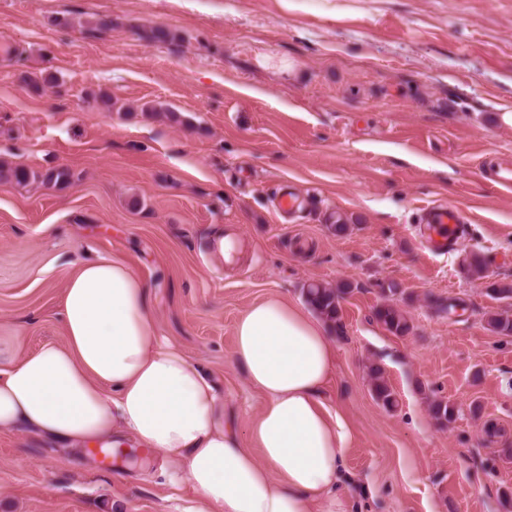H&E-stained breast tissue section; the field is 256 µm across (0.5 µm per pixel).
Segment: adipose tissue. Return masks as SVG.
<instances>
[{"label":"adipose tissue","mask_w":512,"mask_h":512,"mask_svg":"<svg viewBox=\"0 0 512 512\" xmlns=\"http://www.w3.org/2000/svg\"><path fill=\"white\" fill-rule=\"evenodd\" d=\"M64 344L0 368V428L67 448L130 435L188 484L185 512H353L343 470L351 427L323 391L336 362L327 329L278 298L234 326L233 361L262 398L239 430L213 382L159 336L150 288L125 263L84 264L66 283Z\"/></svg>","instance_id":"ef3b65f1"}]
</instances>
